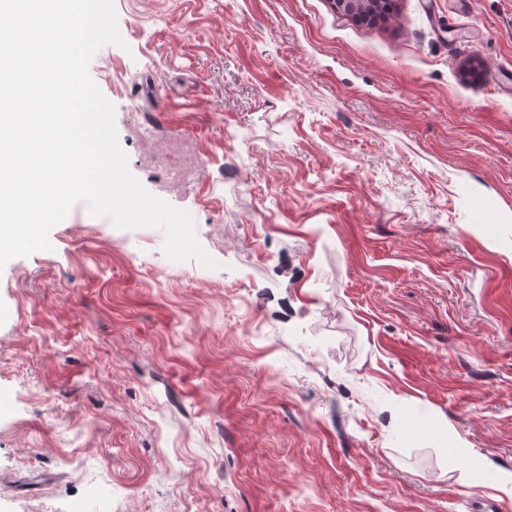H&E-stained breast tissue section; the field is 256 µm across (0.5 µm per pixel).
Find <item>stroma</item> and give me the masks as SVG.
Instances as JSON below:
<instances>
[{
    "label": "stroma",
    "mask_w": 512,
    "mask_h": 512,
    "mask_svg": "<svg viewBox=\"0 0 512 512\" xmlns=\"http://www.w3.org/2000/svg\"><path fill=\"white\" fill-rule=\"evenodd\" d=\"M115 7L89 74L217 266L83 203L6 264L0 512H512V0ZM335 7L341 12L359 21H370L378 18L375 7L380 0H333Z\"/></svg>",
    "instance_id": "35a3bbf8"
}]
</instances>
